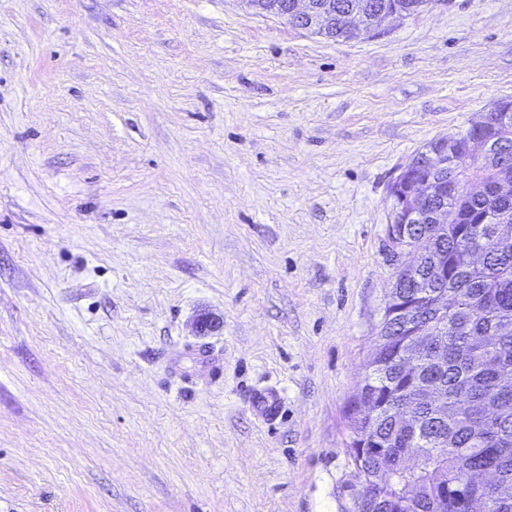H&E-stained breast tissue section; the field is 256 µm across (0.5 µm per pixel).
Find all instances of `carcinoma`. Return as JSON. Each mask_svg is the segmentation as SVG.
<instances>
[{"instance_id": "obj_1", "label": "carcinoma", "mask_w": 512, "mask_h": 512, "mask_svg": "<svg viewBox=\"0 0 512 512\" xmlns=\"http://www.w3.org/2000/svg\"><path fill=\"white\" fill-rule=\"evenodd\" d=\"M366 30L360 16L325 36L357 39ZM483 118L500 141L494 155L445 170L429 160L437 139L414 157L412 174L456 185L512 178V102ZM401 231L418 250L411 266L429 296L379 329L349 404L352 428L370 440L354 457L356 479L368 486L354 512H463L462 495L483 512H512V332L500 330L512 322V198L459 190L446 203L430 201ZM440 259L448 279L427 280ZM415 335L430 344L413 348ZM428 384L444 389L442 405L418 404L412 425L401 426L394 412Z\"/></svg>"}]
</instances>
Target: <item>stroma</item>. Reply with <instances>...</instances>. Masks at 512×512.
Here are the masks:
<instances>
[{
  "label": "stroma",
  "instance_id": "obj_1",
  "mask_svg": "<svg viewBox=\"0 0 512 512\" xmlns=\"http://www.w3.org/2000/svg\"><path fill=\"white\" fill-rule=\"evenodd\" d=\"M380 28L0 0V512H353L389 185L512 100V0Z\"/></svg>",
  "mask_w": 512,
  "mask_h": 512
}]
</instances>
